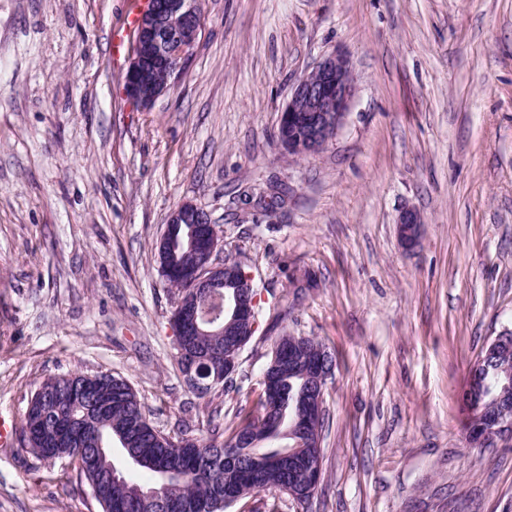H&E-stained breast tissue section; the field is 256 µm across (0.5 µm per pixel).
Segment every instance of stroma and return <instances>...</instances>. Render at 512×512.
Returning a JSON list of instances; mask_svg holds the SVG:
<instances>
[{
	"instance_id": "35a3bbf8",
	"label": "stroma",
	"mask_w": 512,
	"mask_h": 512,
	"mask_svg": "<svg viewBox=\"0 0 512 512\" xmlns=\"http://www.w3.org/2000/svg\"><path fill=\"white\" fill-rule=\"evenodd\" d=\"M137 0H0V415L47 378L125 379L151 424L225 431L276 336L336 356L309 503L228 512H512V442L472 445L461 393L512 330V0H202L192 57L153 108L126 98L112 38ZM347 56L355 93L318 155L277 143L297 81ZM217 224L260 298L234 385L198 397L172 358L168 216ZM424 219L402 247L403 209ZM0 512H98L71 459L22 429L0 447Z\"/></svg>"
}]
</instances>
